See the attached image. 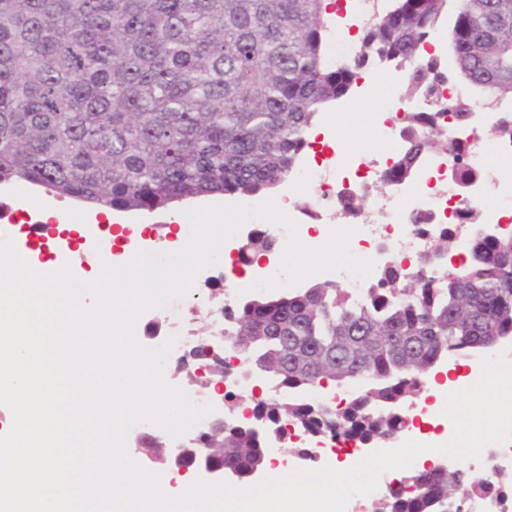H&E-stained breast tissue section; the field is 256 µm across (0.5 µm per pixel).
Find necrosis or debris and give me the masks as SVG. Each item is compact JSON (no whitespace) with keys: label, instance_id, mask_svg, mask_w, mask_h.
<instances>
[{"label":"necrosis or debris","instance_id":"4bbe7bcc","mask_svg":"<svg viewBox=\"0 0 512 512\" xmlns=\"http://www.w3.org/2000/svg\"><path fill=\"white\" fill-rule=\"evenodd\" d=\"M406 80L404 71H396L372 84L361 86L357 98L365 101L373 93H381L382 109L373 113L370 128L384 140L388 149L377 155L367 150L345 149L337 137L335 113H324L322 122L330 137L328 149L308 148L292 173L283 183L278 210L291 219L295 231L266 220L247 221L244 232L263 230L271 233L280 246H287L290 234H297L306 248L316 250L330 240L342 212L347 193L371 198L370 210L361 211L352 219L348 249L353 256L373 253L382 264L400 262L403 269L417 270L416 258L427 249L430 239L457 222L464 208L477 207L489 224L506 226L512 231V214H505L502 205L512 200V170L492 165L489 151L512 155V141L497 142L485 148L477 133L479 122L512 121V104H496L491 110L473 113L468 121L453 129L456 140L470 149L473 162L484 168L483 181L464 188L454 187L448 179V156H431L412 183L392 182L385 174L393 166L402 146V112L409 107L427 108L426 100L410 103L403 99L401 88ZM303 202H296V195ZM46 214L34 207L25 194L0 186V232H8L14 224L23 222L38 227ZM59 256L69 265L89 262L117 263L118 254L109 246L102 226H94L86 236L82 253H74L69 242L59 244Z\"/></svg>","mask_w":512,"mask_h":512}]
</instances>
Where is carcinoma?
<instances>
[{"instance_id": "obj_1", "label": "carcinoma", "mask_w": 512, "mask_h": 512, "mask_svg": "<svg viewBox=\"0 0 512 512\" xmlns=\"http://www.w3.org/2000/svg\"><path fill=\"white\" fill-rule=\"evenodd\" d=\"M334 0H0V182L28 183L60 197L119 212H154L192 199L273 193L297 163L318 115L349 94L360 74L387 59L406 67L403 96L433 99L429 111L405 112L404 147L391 181L413 180L424 160L449 150L448 175L464 187L482 177L464 144L437 121L461 122L474 110L458 93L437 95L450 80L424 45L448 23L455 77L485 104L512 99V0H394L361 27L345 64L325 61ZM484 222L467 207L459 226L439 234L407 278L383 268L364 303L329 282L273 291L224 311L220 336H204L182 364L199 394L236 372L259 374L267 392L252 416L181 457L156 439L136 449L173 468L193 452L231 462L246 485L271 459L268 443L288 448L300 431L309 443L340 438L388 447L409 423L407 411L437 362L468 358L486 342L512 338V235L467 238L469 260L441 264L460 230ZM276 239L253 234L242 265L272 251ZM383 331L419 343L359 362L349 349L335 372L309 373L285 359L339 347L345 336ZM357 373V377L350 373ZM355 389L336 403L308 402L320 380ZM512 489L481 470L448 475L413 471L380 499L376 512H446L456 495L504 499Z\"/></svg>"}]
</instances>
